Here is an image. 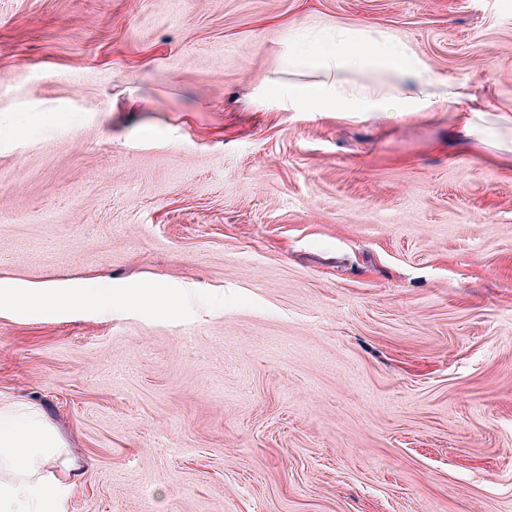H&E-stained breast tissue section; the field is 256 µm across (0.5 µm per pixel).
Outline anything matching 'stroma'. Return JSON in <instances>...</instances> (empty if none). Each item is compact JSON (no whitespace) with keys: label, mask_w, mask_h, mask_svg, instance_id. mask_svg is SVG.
I'll use <instances>...</instances> for the list:
<instances>
[{"label":"stroma","mask_w":512,"mask_h":512,"mask_svg":"<svg viewBox=\"0 0 512 512\" xmlns=\"http://www.w3.org/2000/svg\"><path fill=\"white\" fill-rule=\"evenodd\" d=\"M355 27L512 112V0H0V290L112 288L0 313L66 512H512V167L244 102ZM5 300L16 309L47 310L55 308L62 302L78 300L107 309L112 305V292L104 290L97 279H92L84 281L80 288L73 292L63 291L54 288L52 285H46L29 293L14 296H7L4 292H1V308ZM135 301L145 310L163 309L165 311H173L176 308L169 289L164 288L160 284H155L146 293L138 294L135 297Z\"/></svg>","instance_id":"obj_1"}]
</instances>
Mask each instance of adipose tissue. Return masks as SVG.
<instances>
[{
	"instance_id": "adipose-tissue-1",
	"label": "adipose tissue",
	"mask_w": 512,
	"mask_h": 512,
	"mask_svg": "<svg viewBox=\"0 0 512 512\" xmlns=\"http://www.w3.org/2000/svg\"><path fill=\"white\" fill-rule=\"evenodd\" d=\"M280 62L288 80L265 87L254 107L272 104L343 119L390 111L428 117L447 105L465 137L491 143L502 162L512 161V114L480 95L470 81L439 77L423 58L381 30L350 28L316 49L287 47ZM78 300L106 309L112 294L92 279L72 292L46 285L0 295L1 303L17 309L47 310ZM63 448L40 412L0 400V512H63L65 483L49 471Z\"/></svg>"
}]
</instances>
